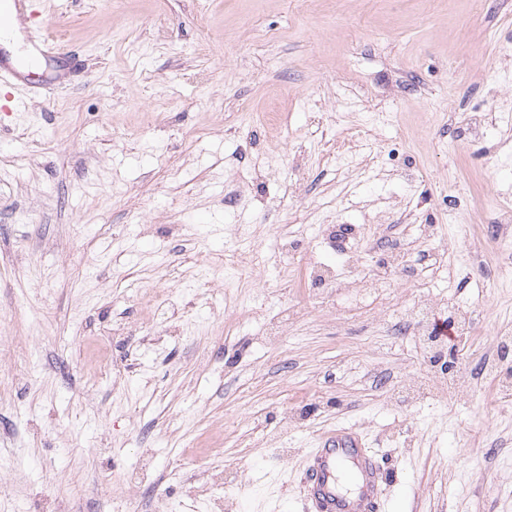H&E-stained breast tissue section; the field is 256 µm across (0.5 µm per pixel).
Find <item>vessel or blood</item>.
<instances>
[{
  "label": "vessel or blood",
  "mask_w": 512,
  "mask_h": 512,
  "mask_svg": "<svg viewBox=\"0 0 512 512\" xmlns=\"http://www.w3.org/2000/svg\"><path fill=\"white\" fill-rule=\"evenodd\" d=\"M37 0H0V29L20 23L21 54L0 46V88L29 92L37 71L59 48L38 20ZM388 476L358 430L336 426L321 432L306 458V512H383Z\"/></svg>",
  "instance_id": "1"
}]
</instances>
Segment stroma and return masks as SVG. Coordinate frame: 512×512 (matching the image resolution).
Listing matches in <instances>:
<instances>
[{"label": "stroma", "mask_w": 512, "mask_h": 512, "mask_svg": "<svg viewBox=\"0 0 512 512\" xmlns=\"http://www.w3.org/2000/svg\"><path fill=\"white\" fill-rule=\"evenodd\" d=\"M45 16L70 83L0 112V512H304L336 424L379 455L384 512H512V402L477 371L512 325V239L486 231L512 206V0ZM325 224L359 225L360 264L402 252L397 287L358 298L341 258L335 287L305 279ZM423 295L473 312L467 400L405 395L441 374L394 326Z\"/></svg>", "instance_id": "obj_1"}]
</instances>
